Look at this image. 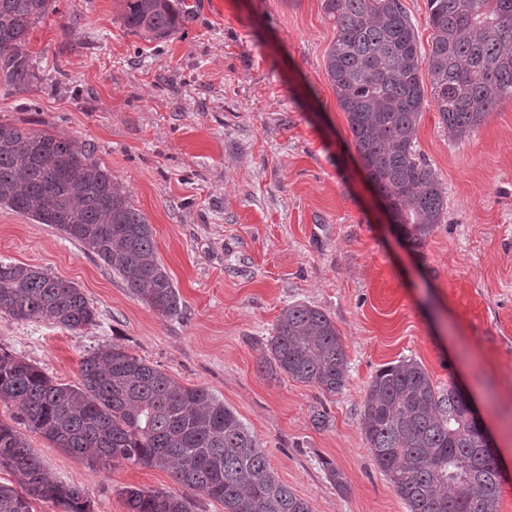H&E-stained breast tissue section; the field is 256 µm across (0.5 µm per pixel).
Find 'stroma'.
<instances>
[{"instance_id":"35a3bbf8","label":"stroma","mask_w":512,"mask_h":512,"mask_svg":"<svg viewBox=\"0 0 512 512\" xmlns=\"http://www.w3.org/2000/svg\"><path fill=\"white\" fill-rule=\"evenodd\" d=\"M182 4L179 33L158 42L123 26V0H56L25 47L40 83L0 89L1 122L74 139L125 186L181 312L158 314L55 227L0 207V260L75 283L98 313L77 332L0 313V347L75 385L82 357L117 342L206 387L313 512H406L360 413L377 371L412 358L435 389L454 384L472 400L494 437L499 512H512V101L462 139L424 108L417 151L447 205L417 249L361 168L326 74L336 28L322 0ZM298 302L324 311L345 346L337 395L259 366L281 310ZM27 439L85 490L90 512H126L128 486L179 489L167 470L107 467Z\"/></svg>"}]
</instances>
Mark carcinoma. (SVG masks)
<instances>
[{"label":"carcinoma","mask_w":512,"mask_h":512,"mask_svg":"<svg viewBox=\"0 0 512 512\" xmlns=\"http://www.w3.org/2000/svg\"><path fill=\"white\" fill-rule=\"evenodd\" d=\"M51 2L0 0V88L27 90L39 80L22 46ZM427 4L432 37L425 55L400 0H322L336 26L326 71L356 151L394 223L417 248L441 223L446 204L442 184L416 151L425 96L453 138L512 100V0ZM182 18L177 0H124V26L152 40L173 38ZM0 206L81 243L151 309L179 313L180 295L157 259L151 225L92 151L71 138L0 122ZM0 313L69 331L97 318L73 283L3 261ZM260 367L330 396L348 377L335 323L305 303L281 310ZM79 373V384H57L0 346V401L16 407L15 424L0 421V466L20 477L17 489L0 483V512H33L35 501L89 512L84 491L42 465L23 428L79 458L170 470L186 489L127 487V512H193L194 494L224 512H313L278 481L256 436L206 388L180 384L116 342L86 354ZM360 427L407 512H498L500 473L462 397L436 391L416 360L375 374Z\"/></svg>","instance_id":"carcinoma-1"}]
</instances>
